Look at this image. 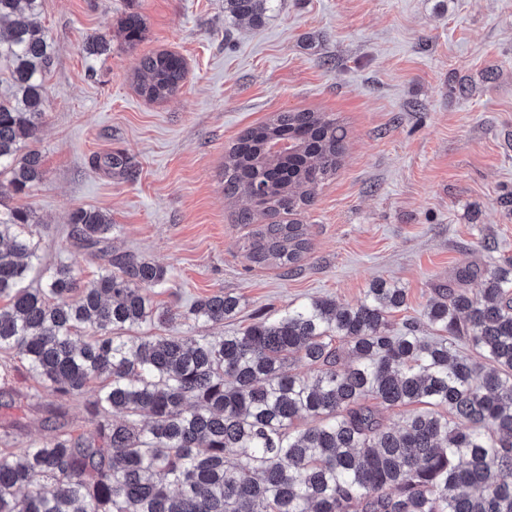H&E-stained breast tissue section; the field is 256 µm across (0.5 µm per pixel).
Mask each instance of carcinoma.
<instances>
[{"instance_id":"cac0c4a2","label":"carcinoma","mask_w":512,"mask_h":512,"mask_svg":"<svg viewBox=\"0 0 512 512\" xmlns=\"http://www.w3.org/2000/svg\"><path fill=\"white\" fill-rule=\"evenodd\" d=\"M254 23L270 0H225ZM41 0H0V189L25 194L45 171L26 149L41 125L54 46L32 21ZM125 42L143 38L138 16ZM141 93L173 96L185 77L171 52L140 59ZM346 132L326 112H277L246 129L224 161V195L244 197L245 251L259 266L296 265L310 249L293 219L336 175ZM288 220L255 223L256 216ZM75 246L99 253L84 282L43 263L31 212H0V353L55 394L86 399L92 429L52 411L55 434L17 452L0 424V512H512V258L466 265L439 287L427 318L391 320L405 291L375 283L352 307L311 298L214 340L193 334L241 308L224 291L175 316L154 300L169 270L108 252L102 211L70 217ZM480 280L475 293L468 284ZM188 327L154 336L143 327ZM466 345L464 355L457 343ZM354 364L338 367L343 350ZM297 360L310 375L291 370ZM422 405L398 427L384 411ZM314 424L302 427L300 421Z\"/></svg>"}]
</instances>
